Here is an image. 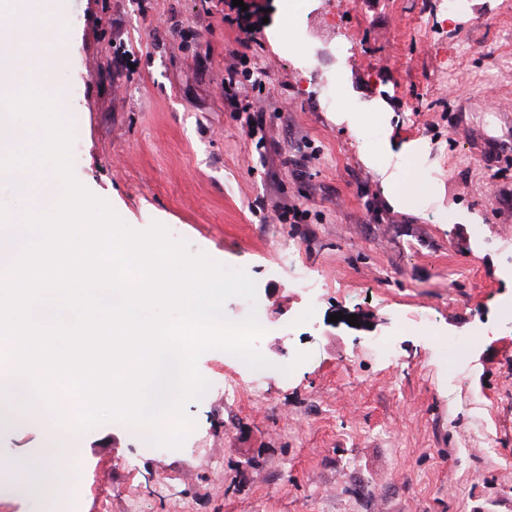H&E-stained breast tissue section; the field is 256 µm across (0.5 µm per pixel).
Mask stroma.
Masks as SVG:
<instances>
[{"label":"stroma","mask_w":512,"mask_h":512,"mask_svg":"<svg viewBox=\"0 0 512 512\" xmlns=\"http://www.w3.org/2000/svg\"><path fill=\"white\" fill-rule=\"evenodd\" d=\"M244 2L245 31L230 0H54L77 180L245 269L283 341L260 377L200 356L182 448L81 432L58 512H512V0ZM335 71L359 111L328 105ZM410 167L418 196L396 202ZM52 422L0 427V462L39 455Z\"/></svg>","instance_id":"stroma-1"}]
</instances>
